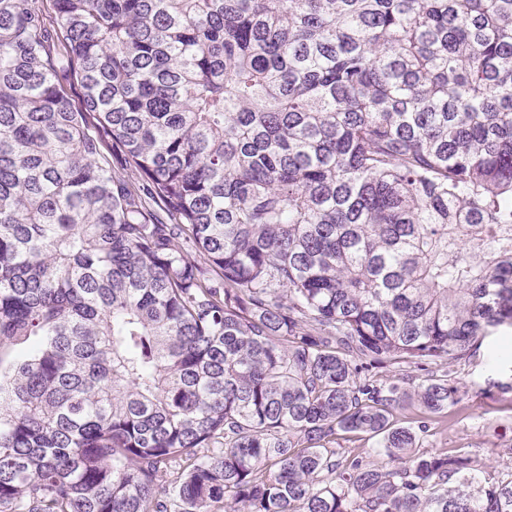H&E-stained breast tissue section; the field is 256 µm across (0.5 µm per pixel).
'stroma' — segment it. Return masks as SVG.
<instances>
[{
  "label": "stroma",
  "instance_id": "obj_1",
  "mask_svg": "<svg viewBox=\"0 0 512 512\" xmlns=\"http://www.w3.org/2000/svg\"><path fill=\"white\" fill-rule=\"evenodd\" d=\"M460 401L448 416L430 423L422 450L465 451L481 460L483 477L512 479V365L496 355L486 338L469 361L451 368Z\"/></svg>",
  "mask_w": 512,
  "mask_h": 512
}]
</instances>
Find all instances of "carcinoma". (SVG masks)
Segmentation results:
<instances>
[{
  "label": "carcinoma",
  "instance_id": "1",
  "mask_svg": "<svg viewBox=\"0 0 512 512\" xmlns=\"http://www.w3.org/2000/svg\"><path fill=\"white\" fill-rule=\"evenodd\" d=\"M52 2L0 0V512H512L420 451L512 327V0Z\"/></svg>",
  "mask_w": 512,
  "mask_h": 512
}]
</instances>
